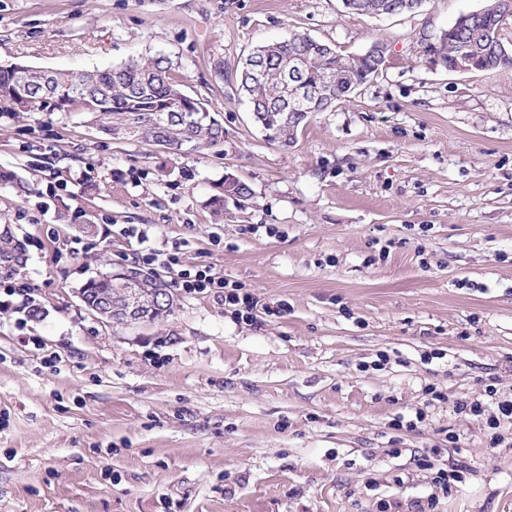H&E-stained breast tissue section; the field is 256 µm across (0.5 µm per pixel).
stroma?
<instances>
[{
	"instance_id": "1",
	"label": "stroma",
	"mask_w": 512,
	"mask_h": 512,
	"mask_svg": "<svg viewBox=\"0 0 512 512\" xmlns=\"http://www.w3.org/2000/svg\"><path fill=\"white\" fill-rule=\"evenodd\" d=\"M484 4L0 0V66L163 57L224 124L189 154L0 102V218L43 309L0 290V512H512V419L493 449L457 409L489 384L488 413L512 400V67L461 75L427 51ZM291 32L387 60L281 146L222 74ZM228 173L252 195L219 221ZM73 237L84 251H62ZM149 249L241 285L254 321L183 293L148 326L97 320L81 286ZM360 3V9L355 14H399L406 11L404 2L406 0H358ZM389 11L391 13L385 12ZM381 12V13H378ZM422 465L426 467L427 469H435L436 476L434 477L436 485L439 486L440 490L443 494H448V492H451L452 489L458 488V484L462 483V475H460V470H451L448 472L447 469H444L442 467H436L435 463L431 460H429L426 456L424 459H422Z\"/></svg>"
}]
</instances>
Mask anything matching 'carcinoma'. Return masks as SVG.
<instances>
[{"instance_id": "carcinoma-1", "label": "carcinoma", "mask_w": 512, "mask_h": 512, "mask_svg": "<svg viewBox=\"0 0 512 512\" xmlns=\"http://www.w3.org/2000/svg\"><path fill=\"white\" fill-rule=\"evenodd\" d=\"M405 0H359V14L405 12ZM512 11L488 12L474 17L467 27L448 28L434 45L443 62L453 60L459 46L484 70L512 66V52L504 42V26ZM300 62L302 73L288 77V62ZM384 60L376 55H345L330 44L294 33L254 49L242 68L224 74L248 98L255 122L271 142L288 144L308 112L291 109V87L304 82L322 87L333 81L332 92L321 98L317 111L328 112L336 101L378 73ZM14 64L0 66V101L16 113L80 112L98 132L114 141H137L150 146L180 151H200L224 141V125L204 104L186 94L173 81L170 62L163 57L131 60L115 68L81 72H50L35 80L32 91L17 90ZM251 196V188L237 177L224 178L215 185L211 204L217 214L224 211V199ZM26 252L8 223L0 224V279L11 278L26 265ZM126 286L106 272L82 288L88 304L107 288Z\"/></svg>"}]
</instances>
